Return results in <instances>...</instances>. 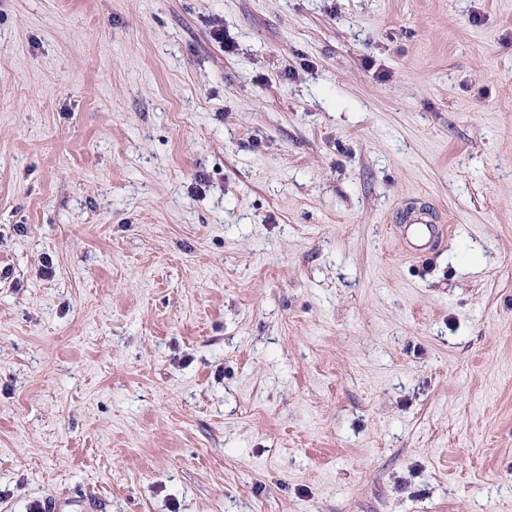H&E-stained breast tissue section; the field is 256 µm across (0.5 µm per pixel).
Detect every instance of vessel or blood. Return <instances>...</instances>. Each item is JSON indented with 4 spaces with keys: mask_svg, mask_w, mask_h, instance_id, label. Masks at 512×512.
Here are the masks:
<instances>
[{
    "mask_svg": "<svg viewBox=\"0 0 512 512\" xmlns=\"http://www.w3.org/2000/svg\"><path fill=\"white\" fill-rule=\"evenodd\" d=\"M390 222L399 250L416 259L433 254L450 230L445 211L419 197L394 211Z\"/></svg>",
    "mask_w": 512,
    "mask_h": 512,
    "instance_id": "vessel-or-blood-1",
    "label": "vessel or blood"
}]
</instances>
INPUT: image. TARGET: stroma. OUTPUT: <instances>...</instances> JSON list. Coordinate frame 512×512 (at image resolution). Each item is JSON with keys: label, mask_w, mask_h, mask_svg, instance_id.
<instances>
[{"label": "stroma", "mask_w": 512, "mask_h": 512, "mask_svg": "<svg viewBox=\"0 0 512 512\" xmlns=\"http://www.w3.org/2000/svg\"><path fill=\"white\" fill-rule=\"evenodd\" d=\"M90 496L512 512V0H0V512ZM390 223L399 250L416 259L433 254L450 230L445 211L420 197L394 211Z\"/></svg>", "instance_id": "stroma-1"}]
</instances>
